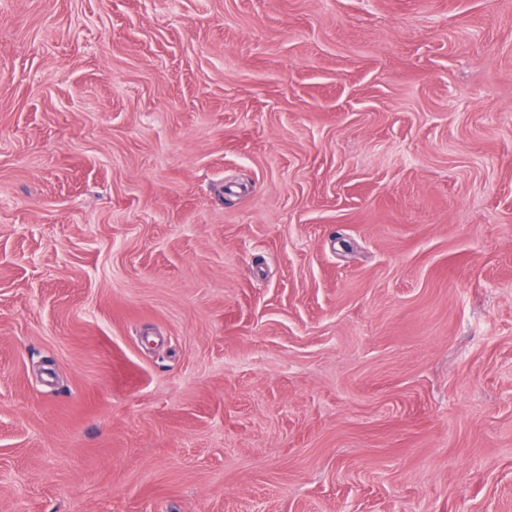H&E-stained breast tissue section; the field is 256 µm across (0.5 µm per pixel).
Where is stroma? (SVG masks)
<instances>
[{
  "label": "stroma",
  "instance_id": "stroma-1",
  "mask_svg": "<svg viewBox=\"0 0 512 512\" xmlns=\"http://www.w3.org/2000/svg\"><path fill=\"white\" fill-rule=\"evenodd\" d=\"M0 512H512V0H0Z\"/></svg>",
  "mask_w": 512,
  "mask_h": 512
}]
</instances>
